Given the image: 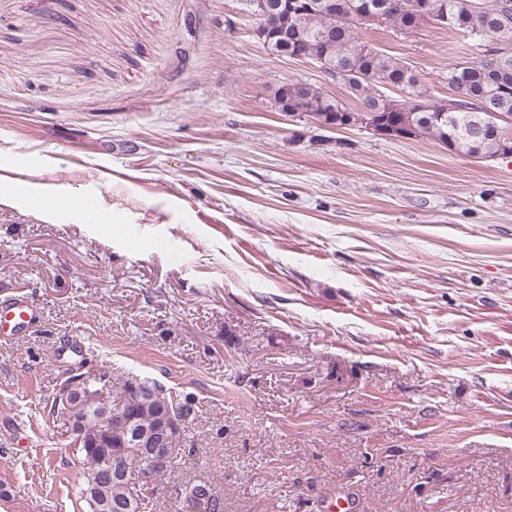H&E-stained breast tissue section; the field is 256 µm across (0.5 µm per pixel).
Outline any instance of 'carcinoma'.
I'll return each instance as SVG.
<instances>
[{
  "label": "carcinoma",
  "instance_id": "1",
  "mask_svg": "<svg viewBox=\"0 0 512 512\" xmlns=\"http://www.w3.org/2000/svg\"><path fill=\"white\" fill-rule=\"evenodd\" d=\"M314 2L318 5L316 12L305 17L296 36L288 38L289 49L293 53L305 51L321 65L343 73V81L357 99L358 108L377 112L388 120L423 126L427 139L455 154L475 157L492 154L504 145L512 148V123L498 122L493 141L484 133L489 110L512 116V0H501L509 6H501L490 14L478 11L480 0H433L432 13L420 20L422 27L445 9L455 17L450 31L485 46L501 44L507 50V55L495 56L485 49L477 60L463 61L448 69V89L457 94L456 108L451 112L443 101L428 98V90L407 62L376 49L361 36L360 26L369 23L399 31L402 18L390 11L378 14L374 21L357 16L361 10L376 11V6L386 0H337L351 15L336 22L323 16V0ZM386 87L396 88L401 98L414 101V109H398L399 100L383 94ZM288 102L294 112H317L327 119L347 110L322 88L299 81L288 83ZM125 408L141 427L148 429L161 415L173 414L184 421L193 415L189 398L178 399L163 388L154 394L148 407L133 401ZM106 428L108 419L94 408L84 426L82 442H70L73 454L79 456L82 464L80 500L85 502L88 512H110L113 505L125 506L124 512H147L150 500L140 502L133 498L132 480L133 472H141L148 463L123 447L116 436L95 445ZM109 454L124 457L127 476L101 478L102 461ZM182 495L187 512H222L220 499L204 481L187 485Z\"/></svg>",
  "mask_w": 512,
  "mask_h": 512
}]
</instances>
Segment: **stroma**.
<instances>
[{"mask_svg": "<svg viewBox=\"0 0 512 512\" xmlns=\"http://www.w3.org/2000/svg\"><path fill=\"white\" fill-rule=\"evenodd\" d=\"M246 0H0V182L112 225L0 206V512H86L52 401L70 371L195 402L154 512H512V158L280 112L316 63ZM431 100L472 40L371 26ZM69 200H73L71 203H66L63 206L57 208L55 211L45 208L44 205L41 208H36L31 211L35 217H41L48 214L64 213L67 216L73 218L76 221L87 223L89 220L90 209L94 208L93 200L90 197L84 195H76L71 197ZM36 307L27 299H18L0 313V338L14 335L13 331L20 329L33 320ZM183 507L188 512H221L222 503L205 481L191 483L182 490Z\"/></svg>", "mask_w": 512, "mask_h": 512, "instance_id": "stroma-1", "label": "stroma"}]
</instances>
